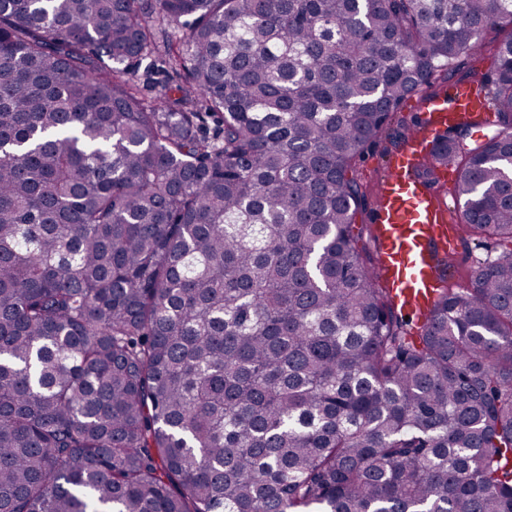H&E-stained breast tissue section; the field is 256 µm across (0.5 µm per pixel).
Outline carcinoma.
Instances as JSON below:
<instances>
[{
	"label": "carcinoma",
	"instance_id": "cac0c4a2",
	"mask_svg": "<svg viewBox=\"0 0 512 512\" xmlns=\"http://www.w3.org/2000/svg\"><path fill=\"white\" fill-rule=\"evenodd\" d=\"M504 20L0 0V512H512V39L498 130L416 174L455 166L463 244L505 249L419 328L371 275L353 166ZM133 75L143 89V94L149 103H153L158 97L161 87L167 78L163 73L152 70L148 67V61L132 68Z\"/></svg>",
	"mask_w": 512,
	"mask_h": 512
}]
</instances>
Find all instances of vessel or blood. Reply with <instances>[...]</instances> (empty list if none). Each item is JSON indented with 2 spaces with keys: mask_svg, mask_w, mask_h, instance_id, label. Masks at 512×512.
<instances>
[{
  "mask_svg": "<svg viewBox=\"0 0 512 512\" xmlns=\"http://www.w3.org/2000/svg\"><path fill=\"white\" fill-rule=\"evenodd\" d=\"M421 110V126L389 159L376 185L378 205L371 218L375 274L391 288L401 308L419 319L429 313L443 286L434 269V255L457 250L461 218L442 206L414 172L437 134L468 126L480 136L492 125L487 89L476 80L454 85L444 97H424Z\"/></svg>",
  "mask_w": 512,
  "mask_h": 512,
  "instance_id": "b4317fda",
  "label": "vessel or blood"
}]
</instances>
